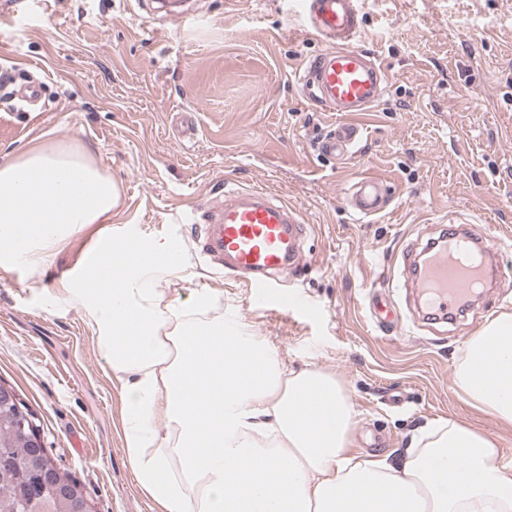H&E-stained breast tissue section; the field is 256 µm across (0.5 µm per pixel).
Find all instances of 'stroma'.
<instances>
[{"mask_svg": "<svg viewBox=\"0 0 512 512\" xmlns=\"http://www.w3.org/2000/svg\"><path fill=\"white\" fill-rule=\"evenodd\" d=\"M152 0H0V69L42 90L40 107L0 88V155L38 136L96 150L118 184L109 234L125 251L167 244L180 265L165 295L213 292L225 318L264 340L293 370L345 385L360 452L404 453L439 421L494 438L512 461V427L460 399L465 340L512 313V287L484 293L476 314L386 333L367 297L405 292L403 253L462 216L496 227L512 280V0H362L360 46L388 70L379 106L351 158L319 155L335 125L301 93L305 59L325 43L287 23L289 0H193L200 23L176 27ZM390 187L364 217L346 205L359 175ZM265 188L296 205L307 230L305 273L285 271L283 303H257L200 253L196 207L225 187ZM99 230L90 225L40 268L0 270V380L36 417L48 452L84 484L94 512H160L128 463L121 387L76 303L54 295Z\"/></svg>", "mask_w": 512, "mask_h": 512, "instance_id": "35a3bbf8", "label": "stroma"}]
</instances>
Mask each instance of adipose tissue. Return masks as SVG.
<instances>
[{"mask_svg":"<svg viewBox=\"0 0 512 512\" xmlns=\"http://www.w3.org/2000/svg\"><path fill=\"white\" fill-rule=\"evenodd\" d=\"M117 201L82 143L37 141L0 158V267L43 264L66 236L111 223ZM175 271L165 244L127 254L100 239L58 288L97 328L126 398L132 472L164 512H512V462L489 436L449 421L397 459L354 453L341 380L286 369L217 314L210 292L190 308L167 297ZM454 387L512 426L511 313L466 341Z\"/></svg>","mask_w":512,"mask_h":512,"instance_id":"1","label":"adipose tissue"}]
</instances>
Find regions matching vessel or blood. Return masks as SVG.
Masks as SVG:
<instances>
[{
  "label": "vessel or blood",
  "mask_w": 512,
  "mask_h": 512,
  "mask_svg": "<svg viewBox=\"0 0 512 512\" xmlns=\"http://www.w3.org/2000/svg\"><path fill=\"white\" fill-rule=\"evenodd\" d=\"M360 4L361 0H301L298 12L302 27L329 45L309 60L300 77L310 101L343 116L318 145L327 158L351 155L363 134L352 114L373 111L389 81L387 69L355 44L361 32ZM388 201L383 181L362 175L352 187L348 205L356 214L371 216L384 211ZM198 221L205 230L203 253L221 262L228 277L258 290L262 298L270 297V284L282 270L300 271L308 264L300 212L264 189H225L223 200L203 207ZM496 245L490 226L475 222L422 244L404 264L419 313L443 319L453 307L464 306L484 286L485 259ZM369 313L379 329L401 326L397 311L383 297H371Z\"/></svg>",
  "instance_id": "obj_1"
}]
</instances>
